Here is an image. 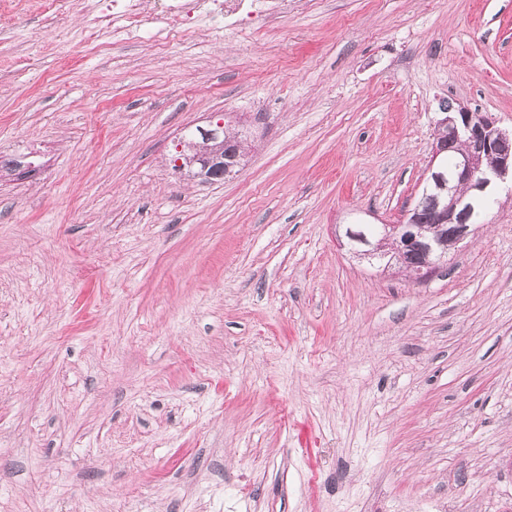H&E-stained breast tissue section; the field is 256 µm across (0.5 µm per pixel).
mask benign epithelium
<instances>
[{
    "label": "benign epithelium",
    "mask_w": 512,
    "mask_h": 512,
    "mask_svg": "<svg viewBox=\"0 0 512 512\" xmlns=\"http://www.w3.org/2000/svg\"><path fill=\"white\" fill-rule=\"evenodd\" d=\"M463 150L453 164L445 160L448 144ZM512 173V131L501 129L494 118L464 107L444 109L436 125L435 143L427 168L425 197L437 216L434 235L421 233L419 225L374 224L357 236L355 225L346 226L344 237L360 259L371 261L381 254L379 237L389 244L400 268L415 271V280L432 276L448 253L471 233L472 225L461 216L484 210L498 202L497 180Z\"/></svg>",
    "instance_id": "obj_1"
}]
</instances>
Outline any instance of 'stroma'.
I'll use <instances>...</instances> for the list:
<instances>
[{"instance_id":"1","label":"stroma","mask_w":512,"mask_h":512,"mask_svg":"<svg viewBox=\"0 0 512 512\" xmlns=\"http://www.w3.org/2000/svg\"><path fill=\"white\" fill-rule=\"evenodd\" d=\"M0 0V512H512V181L442 271V103L512 129V0H192L168 43ZM246 132L191 177L181 136Z\"/></svg>"}]
</instances>
